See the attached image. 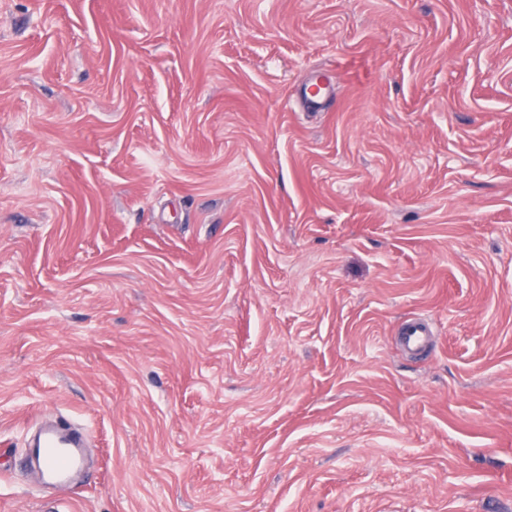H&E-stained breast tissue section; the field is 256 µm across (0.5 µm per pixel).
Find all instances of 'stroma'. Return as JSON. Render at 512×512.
Here are the masks:
<instances>
[{
  "label": "stroma",
  "mask_w": 512,
  "mask_h": 512,
  "mask_svg": "<svg viewBox=\"0 0 512 512\" xmlns=\"http://www.w3.org/2000/svg\"><path fill=\"white\" fill-rule=\"evenodd\" d=\"M0 512H512V0H0ZM432 325L423 318L406 321L401 330V344L410 352H420L431 343L433 337ZM29 452L39 454L46 483L66 484L82 466L83 438L77 432L49 427L44 430L38 448H29Z\"/></svg>",
  "instance_id": "obj_1"
}]
</instances>
